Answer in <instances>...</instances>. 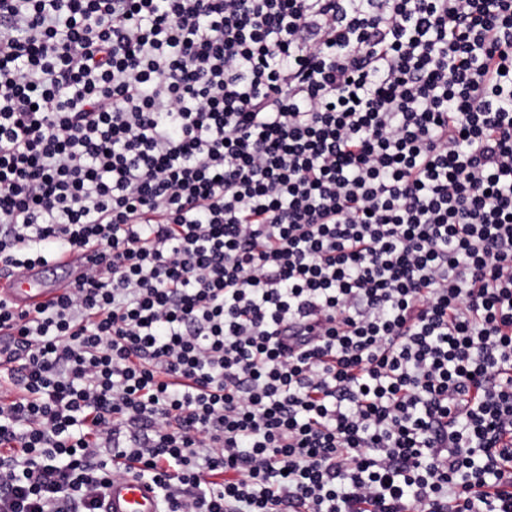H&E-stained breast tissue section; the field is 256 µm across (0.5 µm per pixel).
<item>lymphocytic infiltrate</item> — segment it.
I'll return each instance as SVG.
<instances>
[{"label": "lymphocytic infiltrate", "mask_w": 512, "mask_h": 512, "mask_svg": "<svg viewBox=\"0 0 512 512\" xmlns=\"http://www.w3.org/2000/svg\"><path fill=\"white\" fill-rule=\"evenodd\" d=\"M0 512H512V0H0ZM87 251L62 254L46 266L2 271L0 298L17 310H27L47 304L71 288L86 264ZM45 273H51L52 278ZM102 512H161V505L153 488L139 479H125L112 483L105 493Z\"/></svg>", "instance_id": "f902f5d3"}]
</instances>
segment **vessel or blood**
I'll list each match as a JSON object with an SVG mask.
<instances>
[{
	"label": "vessel or blood",
	"mask_w": 512,
	"mask_h": 512,
	"mask_svg": "<svg viewBox=\"0 0 512 512\" xmlns=\"http://www.w3.org/2000/svg\"><path fill=\"white\" fill-rule=\"evenodd\" d=\"M86 252L62 254L46 266L0 273V298L18 310L32 309L71 288L86 264ZM102 512H161L153 488L139 479L114 482L105 493Z\"/></svg>",
	"instance_id": "1"
}]
</instances>
